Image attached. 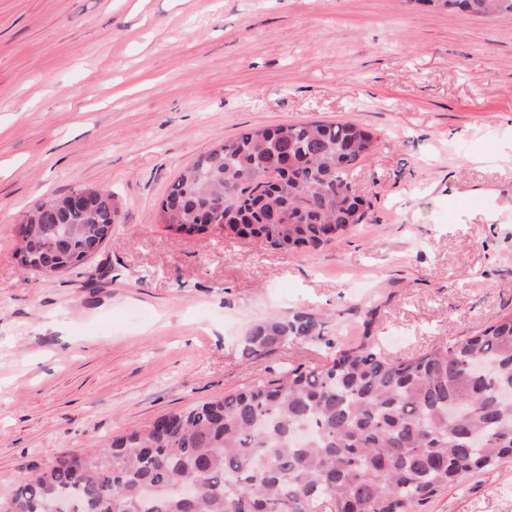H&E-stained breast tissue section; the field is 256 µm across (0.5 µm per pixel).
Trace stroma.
<instances>
[{
  "instance_id": "obj_1",
  "label": "stroma",
  "mask_w": 512,
  "mask_h": 512,
  "mask_svg": "<svg viewBox=\"0 0 512 512\" xmlns=\"http://www.w3.org/2000/svg\"><path fill=\"white\" fill-rule=\"evenodd\" d=\"M353 121L362 224L288 254L159 224L180 172L244 128ZM122 220L56 278L25 270L19 217L83 186ZM323 314L390 357L512 311V17L418 0H0V491L161 415L319 365L248 362L271 313ZM425 512H512V457Z\"/></svg>"
}]
</instances>
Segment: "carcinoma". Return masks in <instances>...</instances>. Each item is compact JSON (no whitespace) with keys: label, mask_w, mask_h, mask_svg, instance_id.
<instances>
[{"label":"carcinoma","mask_w":512,"mask_h":512,"mask_svg":"<svg viewBox=\"0 0 512 512\" xmlns=\"http://www.w3.org/2000/svg\"><path fill=\"white\" fill-rule=\"evenodd\" d=\"M512 16V0H417ZM355 122L248 127L184 169L157 217L177 234L230 226L272 250H317L362 223L357 162L375 152ZM89 209L51 200L21 216L22 266L53 278L94 256L120 223L116 193L87 186ZM313 312L272 314L239 340L248 362L321 343L325 363L166 414L103 448L27 465L0 512H423L442 489L512 457V312L480 330L392 360L378 337L324 336Z\"/></svg>","instance_id":"1"}]
</instances>
